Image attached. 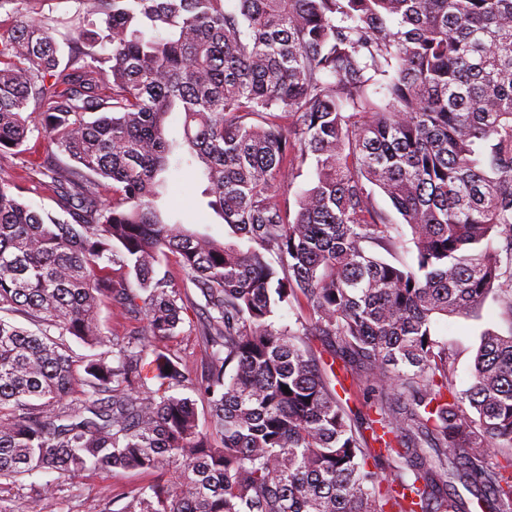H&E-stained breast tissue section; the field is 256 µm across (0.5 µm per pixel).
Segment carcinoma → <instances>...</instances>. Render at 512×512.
<instances>
[{
    "label": "carcinoma",
    "instance_id": "1",
    "mask_svg": "<svg viewBox=\"0 0 512 512\" xmlns=\"http://www.w3.org/2000/svg\"><path fill=\"white\" fill-rule=\"evenodd\" d=\"M78 2L0 20V161L43 133L39 173L71 216L0 179V479L156 476L118 512H469L459 484L512 512V335L482 334L460 395L433 331L491 295L512 311V0ZM60 24L79 42L65 63ZM176 111L248 250L162 216ZM376 189L411 264L373 253L404 247ZM168 254L205 300L198 369L156 347L189 304L155 277ZM116 263L136 287L113 286ZM104 304L144 324L110 338ZM284 305L306 320L276 325ZM28 185L31 184L28 183ZM30 187V192L23 194V199L28 205L39 212H48L62 219L71 220V217L60 208L57 197L52 190L40 184H33Z\"/></svg>",
    "mask_w": 512,
    "mask_h": 512
}]
</instances>
